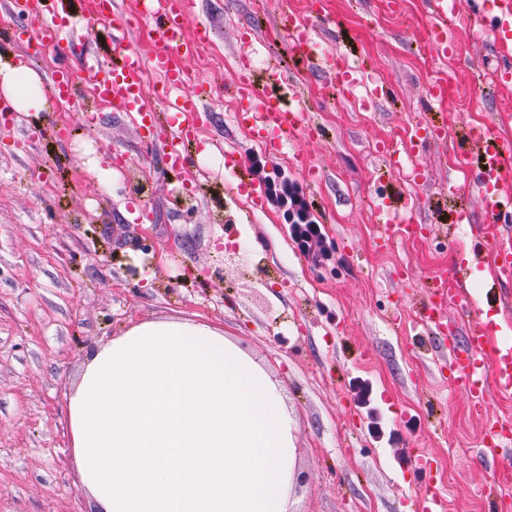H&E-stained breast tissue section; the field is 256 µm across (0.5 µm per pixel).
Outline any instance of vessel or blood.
Returning <instances> with one entry per match:
<instances>
[{"mask_svg": "<svg viewBox=\"0 0 512 512\" xmlns=\"http://www.w3.org/2000/svg\"><path fill=\"white\" fill-rule=\"evenodd\" d=\"M57 0H20L18 9L27 18L26 25L0 36L5 44L19 43L26 39L29 28H36L39 41H51L62 48H69L76 37L72 30L71 15L59 13ZM192 0H139L140 12L152 21L159 37L160 47L151 57H143L137 50L125 46L124 39L130 27L124 15L117 10L113 0H97L98 15L111 22L114 43L120 44L119 62L107 67L89 60L83 66V81L75 83L67 68L52 74V99L76 97L80 85H89L96 96L112 111L137 114L141 128L154 134L159 112H167L172 130L161 142L163 156L171 169L185 170L190 160L189 147L198 141L199 116L206 110L212 93L201 83H189L184 65L193 57L194 39L187 37L184 18ZM433 22L432 43L437 52L445 54L453 47L448 35V0H430ZM498 13L491 28L493 45L502 55L512 54V0H498ZM318 19L311 13L306 17L290 18L288 44L292 55L314 67L323 66L324 58L315 51L312 32ZM153 70L163 80L165 94L160 107L150 106L145 97L144 73ZM273 89L262 94L250 83L240 81L239 104L236 122L251 137L269 151H279L297 130L301 114L283 109L281 101L293 88L282 72L271 75ZM360 84L355 67L341 64L336 69V89L344 95H354ZM469 140L479 154L475 173L483 213L495 232L480 237L479 249L473 258L491 254L498 278L512 280V237L505 235L501 222L512 218V189L506 188L504 163L512 159V143L499 139L489 128H473ZM407 203H385L381 213L383 226L381 238L390 241L395 235L417 236L420 226L414 216L408 215ZM471 274L468 262H460L450 271L435 277L428 289V300L423 306L416 329L431 335L448 338L447 348L441 349L439 360L442 371L448 374L453 390L465 393L474 405H483L490 390L512 394V342H501L495 355H488L486 348L493 337L492 318L476 315L462 296L461 290ZM455 306L459 316L467 320L466 327L447 319L448 306ZM512 452V423L493 421L479 448L481 458L495 463Z\"/></svg>", "mask_w": 512, "mask_h": 512, "instance_id": "b4317fda", "label": "vessel or blood"}]
</instances>
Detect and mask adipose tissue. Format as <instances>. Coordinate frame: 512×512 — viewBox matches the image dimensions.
<instances>
[{
    "mask_svg": "<svg viewBox=\"0 0 512 512\" xmlns=\"http://www.w3.org/2000/svg\"><path fill=\"white\" fill-rule=\"evenodd\" d=\"M40 75L0 66V101L40 116ZM97 512H293L295 422L280 384L208 325L145 321L93 346L66 399Z\"/></svg>",
    "mask_w": 512,
    "mask_h": 512,
    "instance_id": "ef3b65f1",
    "label": "adipose tissue"
}]
</instances>
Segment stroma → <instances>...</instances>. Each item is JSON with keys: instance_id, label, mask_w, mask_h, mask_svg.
I'll return each mask as SVG.
<instances>
[{"instance_id": "stroma-1", "label": "stroma", "mask_w": 512, "mask_h": 512, "mask_svg": "<svg viewBox=\"0 0 512 512\" xmlns=\"http://www.w3.org/2000/svg\"><path fill=\"white\" fill-rule=\"evenodd\" d=\"M493 0H455L448 27L457 52L428 44L429 0H324L314 37L325 53L371 65L384 97H326L334 71L300 64L286 39L271 40L280 17L315 0H195L187 30L208 26L215 59H192V80L216 85L207 105L206 162L169 171L148 149L135 115L95 112L72 131L63 112L0 122V512H93L74 462L64 405L88 349L132 325L191 319L224 332L283 385L296 422L294 512H418L422 481L441 488L447 512H486L497 481L499 512H512V454L489 466L478 454L487 419L512 421V397L474 407L449 392L432 360L435 340L407 338L427 300L423 279L469 258L486 220L478 195H448L452 168L482 122L512 136V86L493 83L502 65L490 37ZM280 62L309 126L278 154L234 122L224 85L240 54ZM446 84L443 102L430 81ZM447 139L408 147L417 184L382 170L381 144L421 121ZM288 176L320 224L330 251L317 263L295 243L280 209L254 206L235 189L232 161ZM190 188L173 208L177 181ZM415 201L417 239L382 243L386 197ZM468 206L472 221L454 224ZM154 252H144V244ZM419 281L406 285L402 269ZM491 259L474 268L465 294L478 312L512 322V306L486 301ZM430 461L425 472L412 458Z\"/></svg>"}]
</instances>
